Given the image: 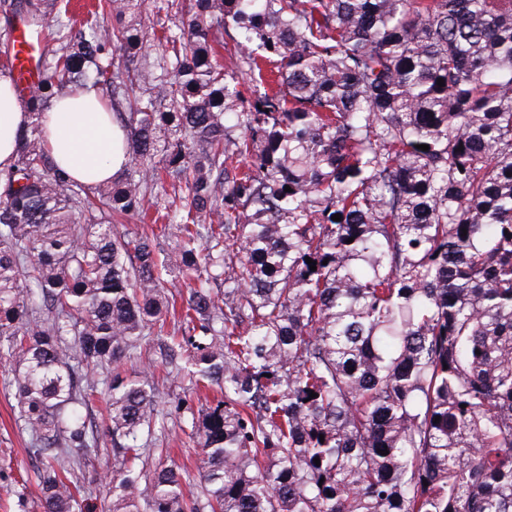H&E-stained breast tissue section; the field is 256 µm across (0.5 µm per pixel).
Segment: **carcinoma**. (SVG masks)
<instances>
[{
  "label": "carcinoma",
  "instance_id": "obj_1",
  "mask_svg": "<svg viewBox=\"0 0 512 512\" xmlns=\"http://www.w3.org/2000/svg\"><path fill=\"white\" fill-rule=\"evenodd\" d=\"M0 1L42 44L0 170V366L42 512H92L75 469L109 444L112 512H512V0H191L155 54L144 0H105L106 28ZM77 88L126 132L95 187L41 127ZM150 211L176 247L114 232ZM146 339L149 368L119 371ZM158 367L220 391L187 407L193 492L143 454Z\"/></svg>",
  "mask_w": 512,
  "mask_h": 512
}]
</instances>
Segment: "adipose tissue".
Segmentation results:
<instances>
[{
    "instance_id": "adipose-tissue-1",
    "label": "adipose tissue",
    "mask_w": 512,
    "mask_h": 512,
    "mask_svg": "<svg viewBox=\"0 0 512 512\" xmlns=\"http://www.w3.org/2000/svg\"><path fill=\"white\" fill-rule=\"evenodd\" d=\"M30 122L11 82L0 77V169L16 157L18 137ZM43 128L59 168L73 180L94 186L120 171L125 163L124 135L111 116L101 112L96 93L58 99Z\"/></svg>"
}]
</instances>
